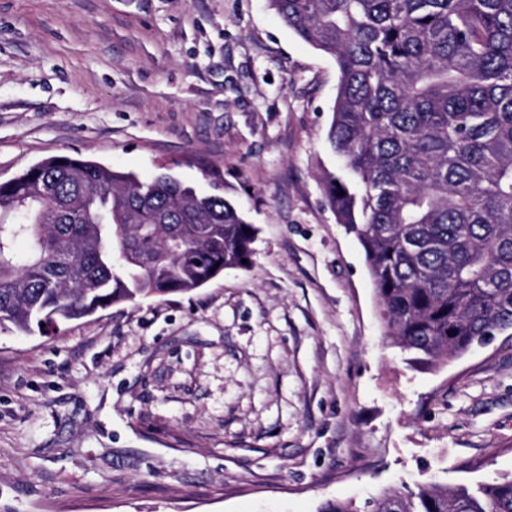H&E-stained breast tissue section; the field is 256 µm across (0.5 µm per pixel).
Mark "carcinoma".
<instances>
[{
    "label": "carcinoma",
    "mask_w": 512,
    "mask_h": 512,
    "mask_svg": "<svg viewBox=\"0 0 512 512\" xmlns=\"http://www.w3.org/2000/svg\"><path fill=\"white\" fill-rule=\"evenodd\" d=\"M330 55L325 190L361 244L386 336L420 365L512 336V0H269ZM200 192L59 156L0 182V332L188 293L248 267L258 230ZM23 242L26 249L17 250ZM373 512H512V477L384 494Z\"/></svg>",
    "instance_id": "1"
}]
</instances>
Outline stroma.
<instances>
[{"label":"stroma","instance_id":"obj_1","mask_svg":"<svg viewBox=\"0 0 512 512\" xmlns=\"http://www.w3.org/2000/svg\"><path fill=\"white\" fill-rule=\"evenodd\" d=\"M338 70L268 0H0V181L170 168L258 230L249 268L0 333V512H320L512 475V339L420 370L324 191Z\"/></svg>","mask_w":512,"mask_h":512}]
</instances>
